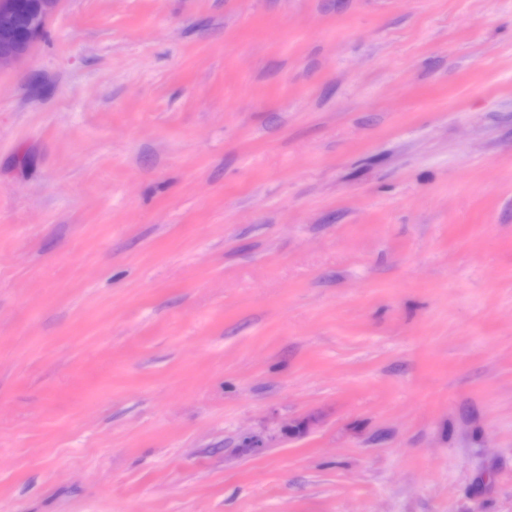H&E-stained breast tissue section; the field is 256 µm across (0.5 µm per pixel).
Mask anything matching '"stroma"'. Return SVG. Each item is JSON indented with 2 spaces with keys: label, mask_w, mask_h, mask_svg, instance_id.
<instances>
[{
  "label": "stroma",
  "mask_w": 512,
  "mask_h": 512,
  "mask_svg": "<svg viewBox=\"0 0 512 512\" xmlns=\"http://www.w3.org/2000/svg\"><path fill=\"white\" fill-rule=\"evenodd\" d=\"M0 512H512V0H60Z\"/></svg>",
  "instance_id": "1"
}]
</instances>
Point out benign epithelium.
<instances>
[{"label":"benign epithelium","instance_id":"7a95c632","mask_svg":"<svg viewBox=\"0 0 512 512\" xmlns=\"http://www.w3.org/2000/svg\"><path fill=\"white\" fill-rule=\"evenodd\" d=\"M59 0H0V70L28 56Z\"/></svg>","mask_w":512,"mask_h":512}]
</instances>
